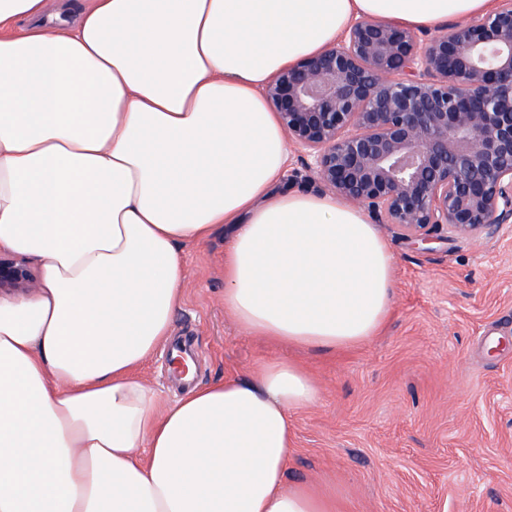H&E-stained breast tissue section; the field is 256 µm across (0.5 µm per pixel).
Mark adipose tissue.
I'll use <instances>...</instances> for the list:
<instances>
[{
    "label": "adipose tissue",
    "mask_w": 512,
    "mask_h": 512,
    "mask_svg": "<svg viewBox=\"0 0 512 512\" xmlns=\"http://www.w3.org/2000/svg\"><path fill=\"white\" fill-rule=\"evenodd\" d=\"M493 0H0V512H335L286 485L291 412L319 389L277 359L159 406L181 248L228 227L224 308L252 335L336 351L380 332L394 256L366 214L278 189L263 90L355 19L431 28ZM29 31L15 35L19 21ZM34 285L33 276L24 263L0 254V291H28ZM169 343L161 346L156 354L145 364L142 370L143 379L149 383L159 395V403L165 405L184 394L187 386L179 385L169 375L166 356Z\"/></svg>",
    "instance_id": "obj_1"
}]
</instances>
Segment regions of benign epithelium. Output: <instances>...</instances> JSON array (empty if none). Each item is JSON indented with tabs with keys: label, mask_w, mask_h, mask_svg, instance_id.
I'll return each mask as SVG.
<instances>
[{
	"label": "benign epithelium",
	"mask_w": 512,
	"mask_h": 512,
	"mask_svg": "<svg viewBox=\"0 0 512 512\" xmlns=\"http://www.w3.org/2000/svg\"><path fill=\"white\" fill-rule=\"evenodd\" d=\"M264 95L319 188L415 244L512 228V0L431 36L360 18ZM0 255V291H27Z\"/></svg>",
	"instance_id": "obj_1"
}]
</instances>
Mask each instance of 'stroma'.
<instances>
[{"label": "stroma", "instance_id": "stroma-1", "mask_svg": "<svg viewBox=\"0 0 512 512\" xmlns=\"http://www.w3.org/2000/svg\"><path fill=\"white\" fill-rule=\"evenodd\" d=\"M395 257L380 336L336 352L274 344L224 309L226 231L184 247L172 337L194 353L196 385L252 376L285 356L317 382L293 413L285 479L332 495L336 512H512V232L449 237L422 250L379 225ZM167 347L143 379L160 404L185 392Z\"/></svg>", "mask_w": 512, "mask_h": 512}]
</instances>
